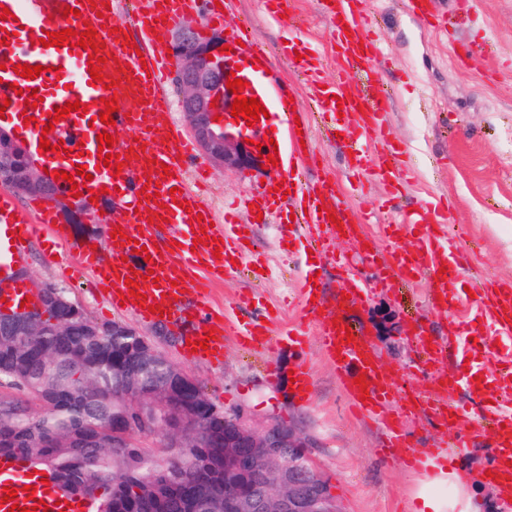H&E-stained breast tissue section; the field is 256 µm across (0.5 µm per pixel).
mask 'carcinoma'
<instances>
[{"mask_svg": "<svg viewBox=\"0 0 512 512\" xmlns=\"http://www.w3.org/2000/svg\"><path fill=\"white\" fill-rule=\"evenodd\" d=\"M62 309L45 310L17 346L0 324V456L49 474L64 497L89 498L94 512H235L256 469L274 460L256 448H213L224 409L196 389H179L181 368L139 356L131 336H93ZM179 411L190 448L145 447L138 436ZM174 456L179 478L157 461Z\"/></svg>", "mask_w": 512, "mask_h": 512, "instance_id": "carcinoma-1", "label": "carcinoma"}]
</instances>
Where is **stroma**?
<instances>
[{"mask_svg": "<svg viewBox=\"0 0 512 512\" xmlns=\"http://www.w3.org/2000/svg\"><path fill=\"white\" fill-rule=\"evenodd\" d=\"M301 27L289 18H272L264 0H238L224 17L225 30L249 19L266 44L274 63L282 65L289 47L323 56L332 53V34L320 0H295ZM438 14L451 24L430 27L401 8V0H372L371 35L383 59V75L396 88L387 116L391 144L402 149L411 181L389 199L383 184L366 193L349 184L350 156L343 143L324 126L313 129V150L300 162L307 178L330 173L351 207L375 209L379 219L419 206L449 209L457 245L470 258L462 269V283L475 288L479 278L512 283V0H473L465 9L458 0H438ZM471 50L468 69L456 64L460 48ZM202 199L216 214L241 194L256 188L258 170L210 166ZM46 234L34 242L28 270L36 283L67 289L70 297L94 322H121L150 341L172 363L182 364L206 397L223 408H244L253 424L268 419L301 422L318 442L317 462L347 512H416L419 496L440 501L442 512H460L457 489L434 481L432 473L413 472L386 462L376 453L378 426L352 412L325 358L313 317L304 315L294 297L302 287L306 265L298 242L284 244L276 225H256L253 245L266 261L264 275L245 272L227 277L213 290L215 302L235 309L239 320L273 314V348L253 353L227 339L224 363H181L176 336H161L156 325L112 311L91 274L64 273L46 254ZM254 303L238 306L241 294ZM429 313L426 285H401L398 292L376 291L363 308L362 322L387 366L403 367L408 384L427 387L433 373L425 369L408 333L411 316ZM431 317L432 334L447 335L449 319ZM302 333L304 344L289 347L288 331ZM310 369L314 389L309 401L293 398L288 373L298 365ZM488 440L461 447L456 459L467 479V491L480 512H512V501L501 500L483 479Z\"/></svg>", "mask_w": 512, "mask_h": 512, "instance_id": "35a3bbf8", "label": "stroma"}]
</instances>
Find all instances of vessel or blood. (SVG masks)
I'll return each instance as SVG.
<instances>
[{
    "label": "vessel or blood",
    "instance_id": "1",
    "mask_svg": "<svg viewBox=\"0 0 512 512\" xmlns=\"http://www.w3.org/2000/svg\"><path fill=\"white\" fill-rule=\"evenodd\" d=\"M363 0H331L323 12L338 46L335 77L325 75L320 57L304 54L289 66L302 76L309 97L315 102L323 121L349 143L356 168L367 170L390 191H399L404 168L401 152L386 148L388 137L386 114L391 97L381 77L380 55L368 32L362 9ZM195 0H136L134 25L139 36L126 42V28H114L113 7H94L90 0H0L10 18L0 20V103H6L5 118L32 145L41 139L63 144L57 154L46 152L40 159L50 171H66L68 179L56 180L63 195L78 191L79 202L95 216L97 222L121 228L128 242L114 248L110 261H103L94 249L93 238L79 240L61 233V221L55 208L43 201L21 210L13 194L0 192V298L10 309L19 308L30 290L16 278V269L28 263L29 244L37 228L51 232L52 244H66L73 261L88 271L99 286L108 290L112 305H123L136 318L172 326L179 334V353L188 363L219 364L224 360L227 337H236L245 347L261 349L270 340L271 328L262 319L240 323L226 309L210 303L208 292L215 281L227 278L235 264L251 255L245 242V227L232 222L217 223L209 208L186 185L187 159L197 154L196 142L175 124L163 90L171 62L160 50L159 32L186 21L193 13ZM73 15H65V8ZM77 32L95 29L96 51L82 47H43L46 33L64 29ZM233 39L244 44L248 60H266L268 53L251 25L235 28ZM102 59L101 75L114 80L115 86L104 89L94 84L88 61ZM44 66L45 71L33 79L16 74L17 65ZM244 95L256 98L267 111L250 128L265 153L274 154L278 165L273 170L268 189L241 198L242 207L257 206L263 213L293 205L294 217H283V224L301 229L303 250L329 254L336 239L346 237L365 246L366 259H375L381 241L369 238L367 224L374 214L349 208L339 197L334 182L302 180L299 157L302 145L310 141L309 122H296L287 87L281 86L276 73L258 71L248 75ZM38 93L36 106H25V97ZM117 99L118 110L112 125L99 122L104 103ZM80 101L82 110L55 119L57 108ZM33 123H25V116ZM123 134L121 146L112 147L118 155L119 169L104 166L98 156L99 134ZM275 144H268V136ZM158 183L160 194L148 198L143 188ZM99 199H92V191ZM335 221H328V213ZM170 220L174 231L170 240L156 244L152 216ZM417 231L416 246L410 251L391 253L396 275L378 276L368 285L349 274V258L338 264L346 274L341 291L325 296L316 288L313 276H305L297 304L303 313L312 315L319 330L322 350L336 368V375L350 406L357 413L376 420L380 425L381 446L378 453L413 471H421L429 461L447 453L446 443L439 442L427 452L414 448L404 419L418 413L430 416L443 431H454L455 421L473 418L478 428L490 435V480L497 495L512 498V362L489 367L491 342L484 332L473 329L461 336L457 326H449L448 336L438 341L429 337L427 319L415 317L409 335L428 366L438 373V381L427 391L407 389L401 368H386L377 349L362 325L361 310L371 288H393L394 278L402 282L425 279L430 309L440 312L468 308L469 320H485L502 333L512 332V284L485 283L474 292L461 286L460 268L463 255L448 230L447 217L432 216L429 209L401 212L383 227V239L396 240L405 230ZM146 246L147 255L135 253L136 245ZM142 279L139 295L128 291L130 274ZM208 340V348L197 343ZM365 376V386L355 379ZM484 394L488 402L480 412L468 414L457 404V390ZM35 486L28 494L26 486ZM17 489L20 506L32 507L34 500L45 501L48 512H60L51 486L30 474L18 458L0 459V488Z\"/></svg>",
    "mask_w": 512,
    "mask_h": 512
}]
</instances>
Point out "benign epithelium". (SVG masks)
I'll list each match as a JSON object with an SVG mask.
<instances>
[{"instance_id": "obj_1", "label": "benign epithelium", "mask_w": 512, "mask_h": 512, "mask_svg": "<svg viewBox=\"0 0 512 512\" xmlns=\"http://www.w3.org/2000/svg\"><path fill=\"white\" fill-rule=\"evenodd\" d=\"M222 41L205 39L193 28L181 29L172 43L178 61L176 81L181 89V109L191 133L208 157L222 169L248 170L260 151L246 142L247 130L231 115L228 79L236 68L224 59ZM215 106H210V103ZM221 120L216 121L214 117ZM0 185L23 195L49 192L45 179L20 142L0 130ZM242 409L224 410V447L272 448L277 457V483L285 487L275 507L269 498L273 485L264 471L254 475V491L244 503L246 512H344L338 497L318 482L314 465V439L297 424L270 419L260 430L246 425Z\"/></svg>"}]
</instances>
